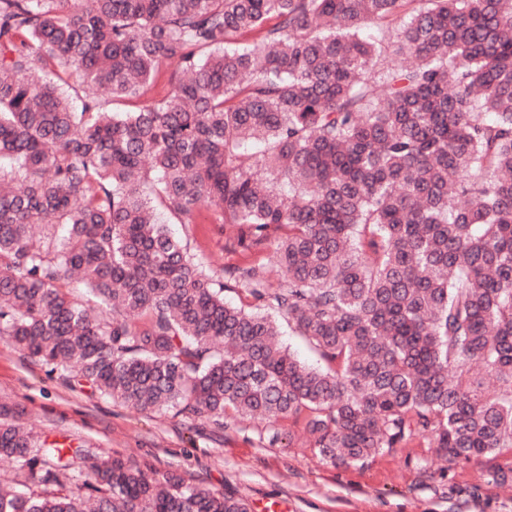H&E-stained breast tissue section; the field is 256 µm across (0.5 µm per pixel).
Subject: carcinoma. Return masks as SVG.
Returning a JSON list of instances; mask_svg holds the SVG:
<instances>
[{
	"label": "carcinoma",
	"mask_w": 512,
	"mask_h": 512,
	"mask_svg": "<svg viewBox=\"0 0 512 512\" xmlns=\"http://www.w3.org/2000/svg\"><path fill=\"white\" fill-rule=\"evenodd\" d=\"M204 210L279 287L160 219ZM0 336L138 411L301 419L334 465L511 450L512 0H0ZM0 458V512H249L2 417ZM284 344L288 347L289 351L301 362L318 366L321 361L313 352L309 344L300 336L288 333V330L282 336Z\"/></svg>",
	"instance_id": "1"
}]
</instances>
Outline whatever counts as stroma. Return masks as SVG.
<instances>
[{
	"label": "stroma",
	"instance_id": "1",
	"mask_svg": "<svg viewBox=\"0 0 512 512\" xmlns=\"http://www.w3.org/2000/svg\"><path fill=\"white\" fill-rule=\"evenodd\" d=\"M190 248L216 267L239 262L209 225L191 229ZM36 437L174 471L186 481L246 500L250 512H512V451L448 463L436 449L396 448L365 464L332 465L306 447L302 424L225 418L217 428L174 412H142L72 387L60 373L0 337V405Z\"/></svg>",
	"mask_w": 512,
	"mask_h": 512
}]
</instances>
